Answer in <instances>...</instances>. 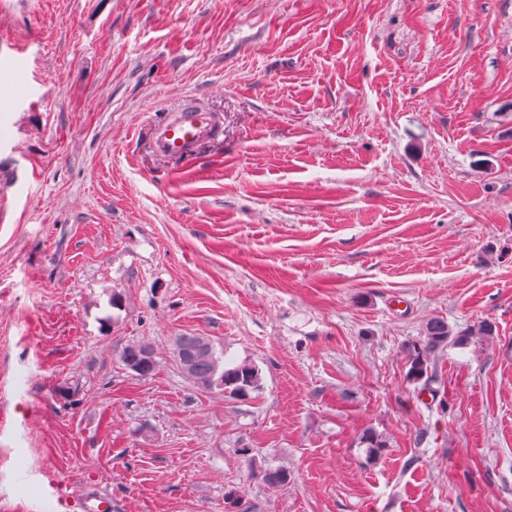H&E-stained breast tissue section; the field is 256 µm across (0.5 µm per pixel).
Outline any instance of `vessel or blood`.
<instances>
[{
    "mask_svg": "<svg viewBox=\"0 0 512 512\" xmlns=\"http://www.w3.org/2000/svg\"><path fill=\"white\" fill-rule=\"evenodd\" d=\"M220 132L219 115L190 98L167 110L164 117L155 122L151 145L158 155L192 161L198 145L218 137Z\"/></svg>",
    "mask_w": 512,
    "mask_h": 512,
    "instance_id": "b4317fda",
    "label": "vessel or blood"
}]
</instances>
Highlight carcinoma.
Instances as JSON below:
<instances>
[{"instance_id": "obj_1", "label": "carcinoma", "mask_w": 512, "mask_h": 512, "mask_svg": "<svg viewBox=\"0 0 512 512\" xmlns=\"http://www.w3.org/2000/svg\"><path fill=\"white\" fill-rule=\"evenodd\" d=\"M451 337L448 324L433 319L425 326L423 347L415 352L411 370L421 375L427 371V354L448 345ZM190 356V365L186 376L204 389L219 388L238 397H246L260 388L259 370L255 365L242 362L229 364L224 354H219L213 344L203 336L183 334L176 337L175 357ZM120 361L128 370L142 379L153 377L157 373L158 361L151 344L145 340L126 344L120 352ZM263 481L276 488L288 483V471L280 467H269L262 471Z\"/></svg>"}]
</instances>
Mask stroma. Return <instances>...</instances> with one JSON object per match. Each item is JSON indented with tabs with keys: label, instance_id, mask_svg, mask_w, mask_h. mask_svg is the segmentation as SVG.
Here are the masks:
<instances>
[{
	"label": "stroma",
	"instance_id": "obj_1",
	"mask_svg": "<svg viewBox=\"0 0 512 512\" xmlns=\"http://www.w3.org/2000/svg\"><path fill=\"white\" fill-rule=\"evenodd\" d=\"M190 95L223 135L156 155ZM434 318L472 339L416 379ZM91 496L512 512V0H0V512ZM183 355L190 356L187 377L204 389L218 387L224 393L246 397L260 388L259 370L242 362L229 364L224 354H217L213 344L203 336L183 334L175 340V357L180 366ZM120 361L129 371L148 379L157 373L158 361L154 349L148 341L139 340L126 344L120 352ZM140 368V370H137Z\"/></svg>",
	"mask_w": 512,
	"mask_h": 512
}]
</instances>
